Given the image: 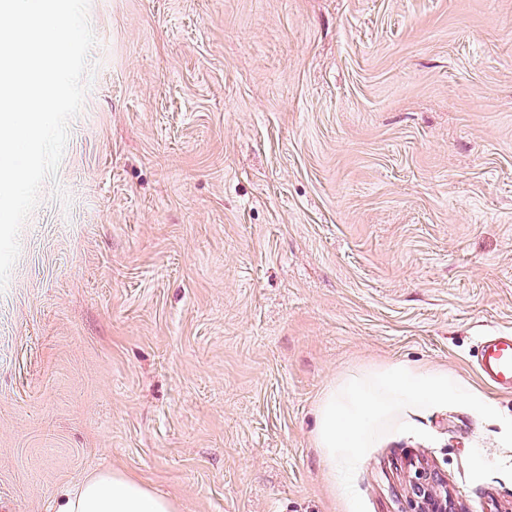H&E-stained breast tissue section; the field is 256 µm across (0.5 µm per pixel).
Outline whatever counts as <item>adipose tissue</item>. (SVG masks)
<instances>
[{
    "mask_svg": "<svg viewBox=\"0 0 512 512\" xmlns=\"http://www.w3.org/2000/svg\"><path fill=\"white\" fill-rule=\"evenodd\" d=\"M60 512H174L148 483L118 470L88 474L67 494Z\"/></svg>",
    "mask_w": 512,
    "mask_h": 512,
    "instance_id": "adipose-tissue-1",
    "label": "adipose tissue"
}]
</instances>
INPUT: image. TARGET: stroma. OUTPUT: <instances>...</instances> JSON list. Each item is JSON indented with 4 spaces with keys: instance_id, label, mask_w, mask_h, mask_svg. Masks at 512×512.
Instances as JSON below:
<instances>
[{
    "instance_id": "stroma-1",
    "label": "stroma",
    "mask_w": 512,
    "mask_h": 512,
    "mask_svg": "<svg viewBox=\"0 0 512 512\" xmlns=\"http://www.w3.org/2000/svg\"><path fill=\"white\" fill-rule=\"evenodd\" d=\"M91 87L0 290V512L94 470L176 512H351L324 390L479 374L512 331V0H90ZM354 487L512 512L500 420L438 406ZM416 493L418 494V502L419 508H423L424 504H428V508L431 509L432 512H446L448 509V505L446 502V498H442L440 496V492L437 491L436 485L437 480L434 474H422L420 471L416 473Z\"/></svg>"
}]
</instances>
